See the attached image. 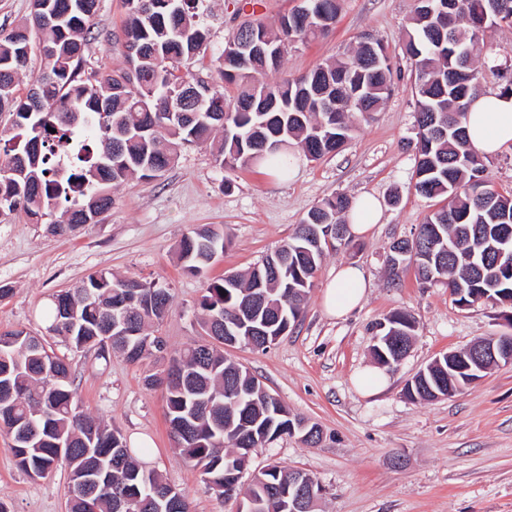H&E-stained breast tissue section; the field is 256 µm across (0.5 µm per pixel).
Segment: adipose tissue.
Segmentation results:
<instances>
[{
  "instance_id": "ef3b65f1",
  "label": "adipose tissue",
  "mask_w": 512,
  "mask_h": 512,
  "mask_svg": "<svg viewBox=\"0 0 512 512\" xmlns=\"http://www.w3.org/2000/svg\"><path fill=\"white\" fill-rule=\"evenodd\" d=\"M466 128L471 147L480 155L492 156L512 146V95L495 91L474 98ZM367 290L361 268L338 266L323 292V309L329 317L344 318L362 304Z\"/></svg>"
}]
</instances>
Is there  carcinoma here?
<instances>
[{
  "instance_id": "obj_1",
  "label": "carcinoma",
  "mask_w": 512,
  "mask_h": 512,
  "mask_svg": "<svg viewBox=\"0 0 512 512\" xmlns=\"http://www.w3.org/2000/svg\"><path fill=\"white\" fill-rule=\"evenodd\" d=\"M42 8L5 35L0 34V112L11 115V147L0 160V210L21 211L40 224L62 208L50 232L65 234L112 209V193L131 177L150 180L174 165L184 146H210L220 167L282 169L287 154L272 146L275 135L294 142L316 161L338 152L350 138V115L366 121L389 97L391 65L382 45L377 66L368 62L365 36L356 50L299 76L278 79L288 46L322 35L336 24L339 0H309L310 12L298 22L287 13L274 27L245 22L218 57L216 74L193 75L185 65L206 50L209 30L203 23L208 0H125L122 31L124 67L96 83L81 77L86 35L98 0H40ZM494 0H452L442 16V0H417L405 52L413 61L417 106V162L414 190L426 198L444 197L448 205L426 218L416 235L399 241L389 264L399 277L414 261L419 280L442 279L453 301L472 305L481 289L512 309V271L485 253L505 224L512 226V191L500 192L484 179L485 164L470 146L464 121L481 70L473 58L489 23ZM42 34L43 68L26 94L17 78L33 50L32 32ZM252 34L278 48L275 56H244L236 37ZM236 98L227 102L224 87ZM352 207L343 195L323 199L298 225L291 240L276 250V269L261 275L250 270L207 284L199 301L201 328L209 340L196 342L149 373L147 387L166 389L170 429L185 426L175 452L199 470L205 482L224 496L227 474L246 466V451L224 430L250 424L251 451L274 435L288 434L296 421L279 400L254 386L255 376L224 357V328L258 326L274 336L301 320L313 278L328 247L325 230L342 223ZM224 251V237L198 228L183 237L178 258L186 272L200 275L212 252ZM169 289L159 294L153 283L115 279L100 271L78 286L52 297L43 310L47 330L75 350L94 349L105 356L122 351L132 363L157 356L165 345L143 353L146 327L171 308ZM397 328L404 347L411 346L415 322L395 312L386 318L383 337L373 351L378 363L393 355L383 342ZM114 338L103 344V337ZM22 329L0 334V430L13 442L16 465L42 477L62 462L70 472L68 512H157L153 489L172 492L171 512H192L180 491L164 482L136 457L119 432L95 421L76 400L69 363ZM448 384V361L426 371L409 398L428 402L431 390ZM119 467L112 487L91 481L99 472ZM292 469L270 465L250 480L245 499L288 486Z\"/></svg>"
}]
</instances>
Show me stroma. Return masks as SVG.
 Segmentation results:
<instances>
[{
  "instance_id": "35a3bbf8",
  "label": "stroma",
  "mask_w": 512,
  "mask_h": 512,
  "mask_svg": "<svg viewBox=\"0 0 512 512\" xmlns=\"http://www.w3.org/2000/svg\"><path fill=\"white\" fill-rule=\"evenodd\" d=\"M295 0H211L210 30L203 58L192 72L215 70L228 37L247 19L274 24ZM327 34L292 44L283 72L298 76L353 51L359 34L381 42L392 68L393 91L379 112L357 124L338 153L317 161L295 153L288 174L262 167L228 171L206 147L183 149L160 177L126 181L113 193L105 220L66 236L28 223L19 212H0V332L22 329L47 336L67 358L77 397L87 412L127 440L151 446V468L182 490L194 512H235V501L210 489L199 471L174 451L166 421L165 390L146 387L147 363L119 352L107 358L75 351L47 334L41 316L52 295L88 275L157 282L169 289L168 315L151 328L168 352L201 341L198 303L207 282L243 271L288 242L308 211L343 193L375 195L382 216L364 238L329 248L318 269L303 316L288 335L266 350L245 346L225 354L245 366L291 413L320 430L317 445L284 436L251 457L248 473L277 464L309 474L324 488L317 512H512V366L491 370L454 395L414 401L406 383L434 358L483 338L512 332L505 310L488 303L456 305L446 285L420 284L414 272L389 277L391 244L412 237L439 208L416 195L414 66L404 42L415 0H340ZM123 0H99L95 35L84 76L95 79L122 66ZM112 34L105 42L104 34ZM482 92L498 90L496 68L512 73V25L487 30L477 53ZM210 227L224 237V252L199 276L183 271L177 258L182 237ZM359 266L370 281L362 306L345 319L326 316L321 300L336 266ZM395 311L411 314L416 335L407 356L388 371L378 396L361 395L356 372L374 364L380 322ZM69 471L57 465L44 477L20 470L11 440L0 431V503L7 512H66Z\"/></svg>"
}]
</instances>
